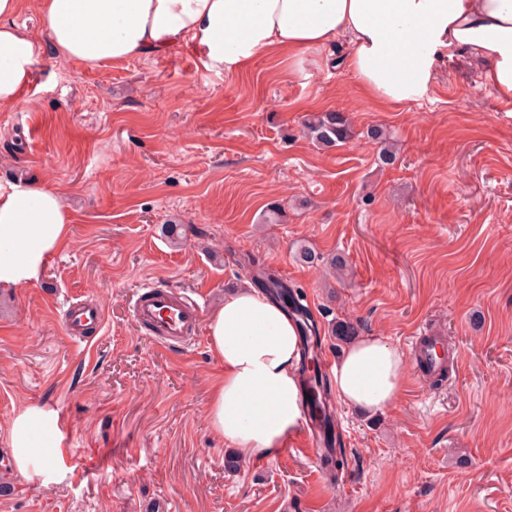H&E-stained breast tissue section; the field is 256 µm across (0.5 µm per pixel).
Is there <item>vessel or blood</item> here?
Here are the masks:
<instances>
[{"instance_id":"b4317fda","label":"vessel or blood","mask_w":512,"mask_h":512,"mask_svg":"<svg viewBox=\"0 0 512 512\" xmlns=\"http://www.w3.org/2000/svg\"><path fill=\"white\" fill-rule=\"evenodd\" d=\"M207 305L203 295L190 296L149 282L134 294L131 312L135 323L154 341L184 350L196 343ZM102 322L97 305L76 301L66 309L64 331L68 337L81 341ZM413 352L418 368L425 376H432L439 372L446 357L445 340L440 336L414 337Z\"/></svg>"}]
</instances>
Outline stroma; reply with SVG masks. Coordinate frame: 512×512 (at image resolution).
I'll use <instances>...</instances> for the list:
<instances>
[{
	"label": "stroma",
	"instance_id": "stroma-1",
	"mask_svg": "<svg viewBox=\"0 0 512 512\" xmlns=\"http://www.w3.org/2000/svg\"><path fill=\"white\" fill-rule=\"evenodd\" d=\"M14 21L43 50L20 104L0 109V190L56 188L72 224L38 282L0 289V472L14 486L0 512H149L156 499L172 512H512V111L476 66L443 60L404 105L365 97L344 39L236 72L183 42L72 60L63 79L36 0ZM334 111L353 137L315 145L304 119ZM376 126L394 164L378 161ZM304 246L317 263L298 261ZM261 271L302 291L320 360H340L342 320L404 353L425 331L446 338L445 372L424 382L408 362L387 410L336 404L338 477L301 435L268 456L227 445L209 425L220 366L207 334L169 349L131 316L144 279L202 291L213 310ZM67 299L103 311L86 343L64 331ZM32 406L56 413L59 446L25 475L9 429Z\"/></svg>",
	"mask_w": 512,
	"mask_h": 512
}]
</instances>
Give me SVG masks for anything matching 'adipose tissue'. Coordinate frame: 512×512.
<instances>
[{"label": "adipose tissue", "mask_w": 512, "mask_h": 512, "mask_svg": "<svg viewBox=\"0 0 512 512\" xmlns=\"http://www.w3.org/2000/svg\"><path fill=\"white\" fill-rule=\"evenodd\" d=\"M19 0H0V107L20 103L42 53L12 18ZM57 56L95 64L191 42L208 66L236 71L272 51H325L338 38L366 96L403 105L422 98L438 59L462 55L481 65L500 102L512 104V0H38ZM72 219L57 190L19 182L0 192V288L34 283L66 243ZM209 350L222 373L211 393L212 431L231 446L272 454L301 427V343L291 317L248 288L226 296L208 319ZM406 368L378 336L350 345L333 391L366 412L391 407ZM52 412L29 407L10 428L17 469L49 457Z\"/></svg>", "instance_id": "1"}]
</instances>
